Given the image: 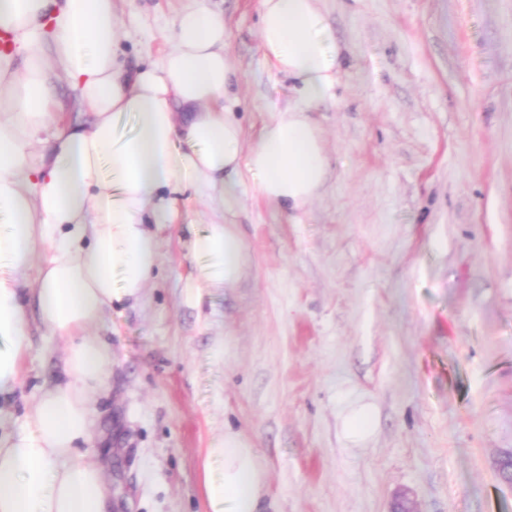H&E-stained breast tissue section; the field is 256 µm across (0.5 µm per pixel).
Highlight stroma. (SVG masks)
<instances>
[{
    "instance_id": "35a3bbf8",
    "label": "stroma",
    "mask_w": 512,
    "mask_h": 512,
    "mask_svg": "<svg viewBox=\"0 0 512 512\" xmlns=\"http://www.w3.org/2000/svg\"><path fill=\"white\" fill-rule=\"evenodd\" d=\"M184 0H116L119 51L145 65ZM223 12L228 104L250 149L288 104L259 0ZM342 48L312 118L323 192L287 214L245 186L226 214L238 283L195 289L191 239L213 215L180 196L159 270L95 330L112 346L90 459L112 512H208L206 449L253 443L271 512H512V0H319ZM15 428L60 378L64 344L29 316ZM366 408L372 433L349 434Z\"/></svg>"
}]
</instances>
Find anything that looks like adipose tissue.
I'll return each mask as SVG.
<instances>
[{"label":"adipose tissue","mask_w":512,"mask_h":512,"mask_svg":"<svg viewBox=\"0 0 512 512\" xmlns=\"http://www.w3.org/2000/svg\"><path fill=\"white\" fill-rule=\"evenodd\" d=\"M260 11L264 55L292 80L293 99L246 151L225 106L235 74L224 15L207 0H190L171 47L135 69L118 55L114 0H0L10 37L0 49V396L21 373L28 306L66 344L63 381L0 436V512H107L110 491L88 446L91 397L112 350L90 330L113 304L142 297L158 264L151 226L171 222L181 185L221 210L190 253L202 283L224 286L246 262L222 217L245 181L288 213L324 187L328 159L309 114L337 83L341 48L318 0H260ZM61 85L79 120L62 117ZM126 118L136 121L128 134ZM34 263L36 279L25 284ZM202 488L210 512H266V475L240 433L207 449Z\"/></svg>","instance_id":"obj_1"}]
</instances>
